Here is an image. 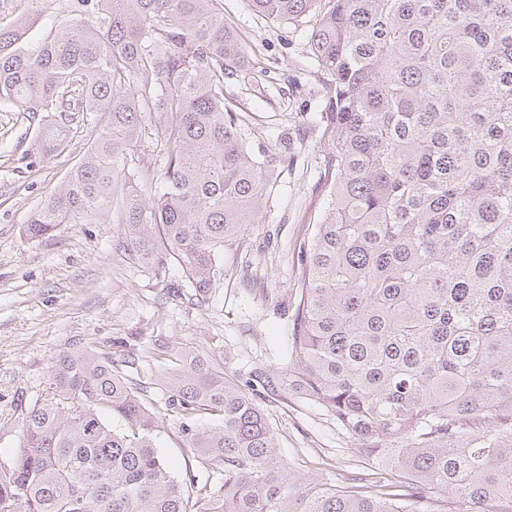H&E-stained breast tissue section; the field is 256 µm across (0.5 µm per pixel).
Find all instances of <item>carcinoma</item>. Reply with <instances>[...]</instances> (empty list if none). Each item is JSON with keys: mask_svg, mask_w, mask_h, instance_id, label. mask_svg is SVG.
Wrapping results in <instances>:
<instances>
[{"mask_svg": "<svg viewBox=\"0 0 512 512\" xmlns=\"http://www.w3.org/2000/svg\"><path fill=\"white\" fill-rule=\"evenodd\" d=\"M249 2L281 24L314 17L330 151L279 365L239 386L194 357L162 390L199 466L224 472L219 495L204 503L170 474L139 359L82 349L54 359L23 418L0 512H512V0ZM75 12L36 40L28 17L0 26V108L38 120L44 155L77 113L107 116L23 234L110 212L133 260L176 262L201 304L270 187L273 159L224 104L255 51L220 0ZM149 123L159 173L129 168ZM279 391L324 408L392 480L291 474L258 402Z\"/></svg>", "mask_w": 512, "mask_h": 512, "instance_id": "carcinoma-1", "label": "carcinoma"}]
</instances>
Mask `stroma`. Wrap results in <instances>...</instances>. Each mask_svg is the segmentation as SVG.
Segmentation results:
<instances>
[{
    "mask_svg": "<svg viewBox=\"0 0 512 512\" xmlns=\"http://www.w3.org/2000/svg\"><path fill=\"white\" fill-rule=\"evenodd\" d=\"M72 0H0V23L37 12L29 36L40 39L70 18ZM224 13L255 48L267 76L225 92L245 122L249 142L287 157L275 167L266 207L244 225L240 245L224 249V273L205 305L188 300L176 263L153 271L128 255L122 225L104 216L65 224L55 236L23 234L31 211L59 188L91 148L105 122L97 115L74 130L54 157H45L28 113L0 112V463L19 450L27 410L43 399L53 360L90 348L141 360L149 397L179 353L208 359L228 381L244 384L249 370L274 366L287 342L298 244L320 205L328 141L320 121V86L306 56L307 27L262 18L248 0H224ZM278 452L296 476H364L368 467L353 441L317 404L285 394L263 398ZM176 414L162 417L157 443L180 482L209 498L216 477L198 467L178 432Z\"/></svg>",
    "mask_w": 512,
    "mask_h": 512,
    "instance_id": "35a3bbf8",
    "label": "stroma"
}]
</instances>
